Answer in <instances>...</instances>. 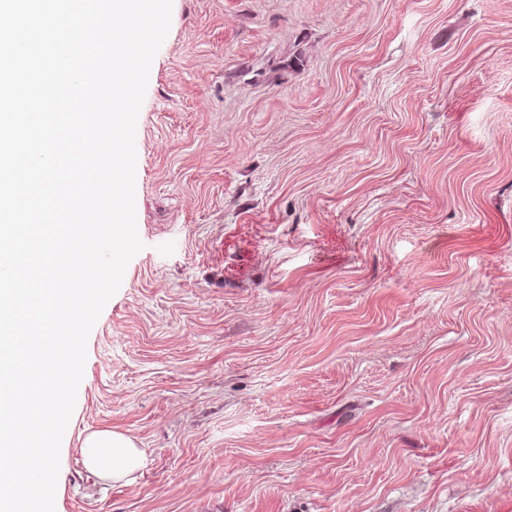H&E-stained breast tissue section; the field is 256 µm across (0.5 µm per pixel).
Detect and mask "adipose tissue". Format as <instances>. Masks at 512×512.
<instances>
[{
	"label": "adipose tissue",
	"mask_w": 512,
	"mask_h": 512,
	"mask_svg": "<svg viewBox=\"0 0 512 512\" xmlns=\"http://www.w3.org/2000/svg\"><path fill=\"white\" fill-rule=\"evenodd\" d=\"M85 465L104 478L126 480L139 471L145 459L130 438L116 432L90 435L81 450Z\"/></svg>",
	"instance_id": "obj_1"
}]
</instances>
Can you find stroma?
<instances>
[{"mask_svg": "<svg viewBox=\"0 0 512 512\" xmlns=\"http://www.w3.org/2000/svg\"><path fill=\"white\" fill-rule=\"evenodd\" d=\"M135 146L55 512H512V0H173ZM81 454L85 465L103 478L127 480L139 471L145 459L130 438L116 432H96L90 435Z\"/></svg>", "mask_w": 512, "mask_h": 512, "instance_id": "1", "label": "stroma"}]
</instances>
